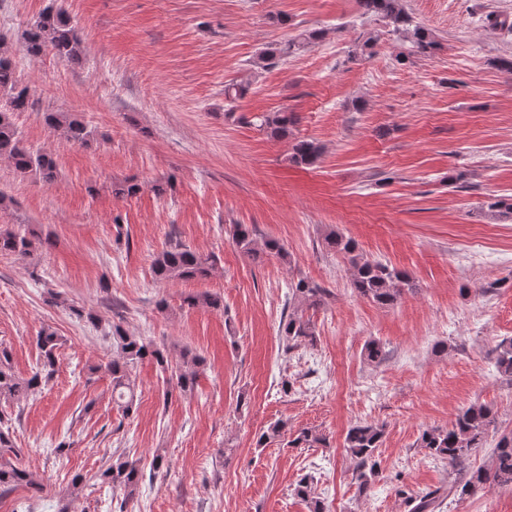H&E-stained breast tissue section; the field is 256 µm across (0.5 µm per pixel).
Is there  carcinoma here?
Masks as SVG:
<instances>
[{"label": "carcinoma", "instance_id": "obj_1", "mask_svg": "<svg viewBox=\"0 0 512 512\" xmlns=\"http://www.w3.org/2000/svg\"><path fill=\"white\" fill-rule=\"evenodd\" d=\"M363 13L381 17L388 21L395 34L401 35L409 43V53L430 57L438 48L432 34L424 27L413 23L403 7L402 0H358ZM322 38V32L310 30L288 42L285 47H267L262 50L257 64L263 68L273 67L283 56L297 47L312 44ZM26 54L34 59L51 54L68 62L82 60L83 47L64 8L47 7L30 25L24 36ZM34 108L33 95L18 83L13 54L3 36L0 35V160L10 164L21 175L40 176L46 181L54 178L56 162L51 154L28 147L12 116L16 112H29ZM45 124L56 135L72 144L88 146L95 139V130L88 125L70 118L62 112L43 113ZM296 123L292 112H273L259 118V127L271 136L286 138L290 127ZM323 153V147L313 140H298L291 148L289 160L297 165L314 166ZM231 240L243 254L257 259L263 255L276 257L283 262H291V256L280 240L268 238L258 242L254 230L247 224H235L231 229ZM35 242L25 234L14 231H0V253H9L23 260L31 255ZM323 248L347 260L349 265V286L359 297L366 298L381 306H392L402 296L416 288L415 283L403 271L379 260L365 256L358 243L336 230L325 234ZM215 269V260L180 244L171 245L160 251L154 258L152 270L155 277L165 282H184L209 277ZM291 297L288 306L292 310L281 321V333L286 341V349L292 350L306 343L313 344L315 333L310 320L304 317V309L315 307L322 301L326 290L317 283L300 278L290 284ZM190 307L219 309L222 299L205 293L190 295L184 299ZM40 352L39 364L29 378L14 374L10 354L0 350V399L20 401L33 395L41 384L48 382L56 372L57 350L60 337L49 328L41 330L36 338ZM112 359L105 364V370L112 378V391L123 400L122 411L128 415L135 408V383L132 368L139 361L150 357L156 361L162 372H171L166 382L186 393L193 390L199 371L203 365L200 355L189 348L180 350L176 363L159 349H153L140 337L129 334L121 325L112 326ZM497 372L512 378V338L500 343L495 358ZM496 420L493 408L485 403L475 402L463 408L454 422L446 429H430L421 433L417 447L423 448L435 459L448 462L456 467L487 442L489 429ZM288 433V423L277 421L262 432L257 446L264 447L271 440ZM385 434V426L377 423L359 422L346 432L343 447L354 466L359 489L369 488L377 474L375 452L380 448ZM325 442V438L311 429H301L293 435L291 444L295 447L311 448ZM14 452L10 430L0 425V491L7 493L20 486L41 490V485L32 473L3 461L6 454ZM102 481L121 491L123 499L135 497L143 480L135 463L118 456L102 471ZM491 485H512V431L502 433L493 450L491 462L486 468L467 472L461 481L448 485L450 495H469ZM298 497L306 500L310 512H325L322 501L314 496L311 482L303 477L295 488ZM411 512H435L436 495L433 492L419 495L409 500Z\"/></svg>", "mask_w": 512, "mask_h": 512}]
</instances>
